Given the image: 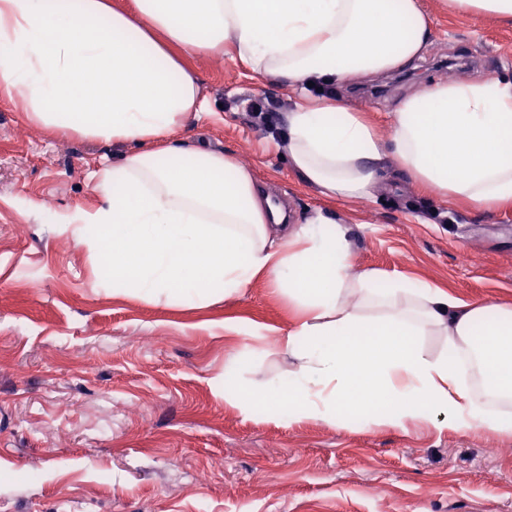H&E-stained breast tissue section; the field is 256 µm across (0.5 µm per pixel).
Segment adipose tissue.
Listing matches in <instances>:
<instances>
[{"label":"adipose tissue","mask_w":512,"mask_h":512,"mask_svg":"<svg viewBox=\"0 0 512 512\" xmlns=\"http://www.w3.org/2000/svg\"><path fill=\"white\" fill-rule=\"evenodd\" d=\"M421 0H0V98L32 125L114 146L91 172L99 201L63 228L113 295L205 306L264 280L295 310L278 347L286 381L241 379L227 404L288 422H353L512 436V303L472 301L402 274L350 277L346 231L316 213L272 225L269 197L229 154L178 140L200 120L184 53L231 50L291 84L343 83L417 59ZM291 168L328 200L370 197L388 164L447 201L512 205V83H434L402 99L383 142L359 110L310 96L286 118ZM444 336L436 355L423 338Z\"/></svg>","instance_id":"adipose-tissue-1"}]
</instances>
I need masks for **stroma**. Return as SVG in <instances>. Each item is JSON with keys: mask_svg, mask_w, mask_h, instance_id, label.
<instances>
[{"mask_svg": "<svg viewBox=\"0 0 512 512\" xmlns=\"http://www.w3.org/2000/svg\"><path fill=\"white\" fill-rule=\"evenodd\" d=\"M421 59L391 78L356 77L335 96L382 140L397 103L424 85L512 82V24L439 10ZM209 113L183 139L236 156L282 201L289 228L314 209L346 222L350 275L400 273L470 300L512 302V207L445 202L390 175L374 196L328 201L288 166L286 139L241 101L284 119L300 92L232 59L189 57ZM110 148L28 123L0 101V512H512V437L363 425L287 424L224 402V364L265 350L245 377L268 384L294 359L277 339L295 312L261 280L206 307L156 306L96 286L88 252L61 223L98 201L88 178ZM259 338L228 336L224 323Z\"/></svg>", "mask_w": 512, "mask_h": 512, "instance_id": "obj_1", "label": "stroma"}]
</instances>
